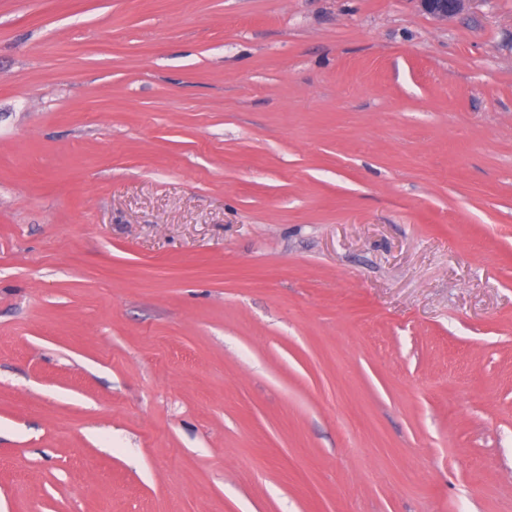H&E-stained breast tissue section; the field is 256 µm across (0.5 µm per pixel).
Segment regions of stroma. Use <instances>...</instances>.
I'll return each instance as SVG.
<instances>
[{
	"instance_id": "obj_1",
	"label": "stroma",
	"mask_w": 512,
	"mask_h": 512,
	"mask_svg": "<svg viewBox=\"0 0 512 512\" xmlns=\"http://www.w3.org/2000/svg\"><path fill=\"white\" fill-rule=\"evenodd\" d=\"M0 512H512V0H0ZM423 11L438 18L447 19L462 10L464 0H418Z\"/></svg>"
}]
</instances>
